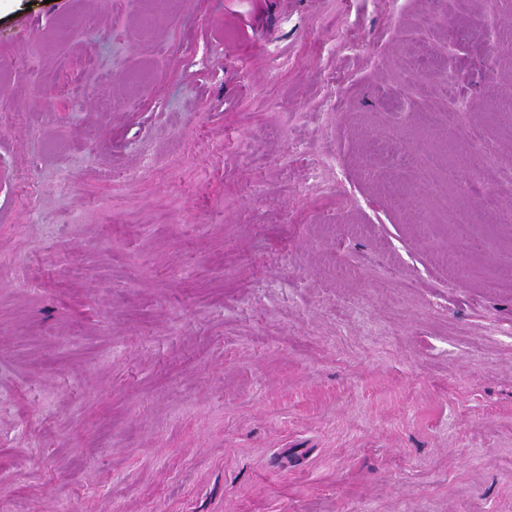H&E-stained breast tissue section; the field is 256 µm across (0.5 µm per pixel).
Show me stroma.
I'll use <instances>...</instances> for the list:
<instances>
[{
    "mask_svg": "<svg viewBox=\"0 0 512 512\" xmlns=\"http://www.w3.org/2000/svg\"><path fill=\"white\" fill-rule=\"evenodd\" d=\"M492 28L512 0H0V512H512ZM443 142L465 196L409 186Z\"/></svg>",
    "mask_w": 512,
    "mask_h": 512,
    "instance_id": "stroma-1",
    "label": "stroma"
}]
</instances>
